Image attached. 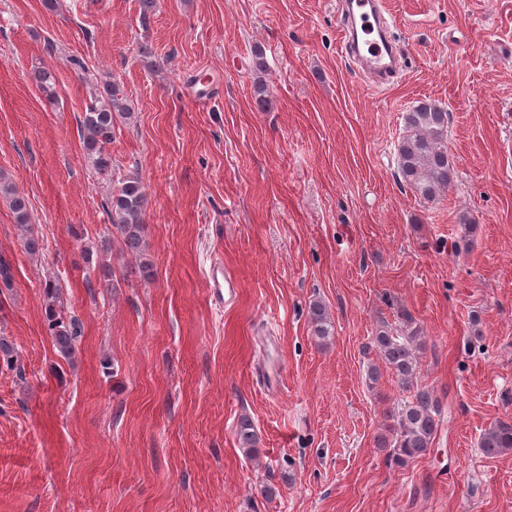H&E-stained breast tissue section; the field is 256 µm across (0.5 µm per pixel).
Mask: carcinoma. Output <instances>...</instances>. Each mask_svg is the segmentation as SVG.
<instances>
[{
	"instance_id": "obj_1",
	"label": "carcinoma",
	"mask_w": 512,
	"mask_h": 512,
	"mask_svg": "<svg viewBox=\"0 0 512 512\" xmlns=\"http://www.w3.org/2000/svg\"><path fill=\"white\" fill-rule=\"evenodd\" d=\"M35 81L47 101L56 99V76L51 69L38 70ZM132 117L131 107L115 83H107L102 93L86 105L79 126L83 155L92 172L112 175V154L107 145L112 142L115 124ZM447 132L448 112L433 102L422 101L404 115V135L397 145L398 179L427 202L436 200L451 188L454 181V169L448 160ZM0 198L5 200L13 213L26 249L31 253L39 251V239L29 224L28 198L3 177H0ZM147 205L148 198L142 182L134 174L118 181V187L112 189L101 202L112 227L131 254H139L143 244ZM310 316L316 337L324 342L329 340L333 325L325 307L320 303L313 304ZM48 320L56 350L61 357L72 359L82 333L79 321L64 316L53 304L48 307ZM402 320L408 329H402L398 334L386 323L377 327L371 343L381 365L373 364L368 369V380L372 384L379 381L380 368L384 367L402 389L414 390V394L402 401L392 416L391 457L397 464L425 455L434 443L441 422L438 397L425 387H414L421 350L420 331L412 327V318L408 315H402ZM0 363L21 371L16 348L4 336H0ZM237 437L240 448L246 453L255 450L258 435L248 418H241ZM479 448L487 456L512 449V424L498 422L491 426L482 435Z\"/></svg>"
}]
</instances>
